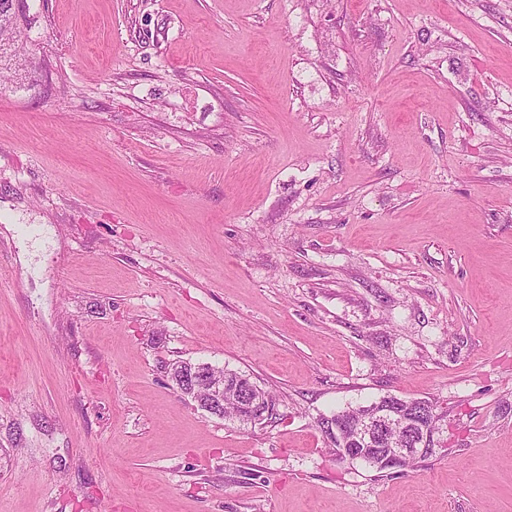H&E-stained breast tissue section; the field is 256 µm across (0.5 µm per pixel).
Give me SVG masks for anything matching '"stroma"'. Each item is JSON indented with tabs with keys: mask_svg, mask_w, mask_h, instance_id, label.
I'll list each match as a JSON object with an SVG mask.
<instances>
[{
	"mask_svg": "<svg viewBox=\"0 0 512 512\" xmlns=\"http://www.w3.org/2000/svg\"><path fill=\"white\" fill-rule=\"evenodd\" d=\"M0 60V512H512V0H26ZM178 360L275 401L221 419ZM443 410L413 468L318 421Z\"/></svg>",
	"mask_w": 512,
	"mask_h": 512,
	"instance_id": "obj_1",
	"label": "stroma"
}]
</instances>
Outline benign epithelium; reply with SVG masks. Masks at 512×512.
<instances>
[{
  "label": "benign epithelium",
  "mask_w": 512,
  "mask_h": 512,
  "mask_svg": "<svg viewBox=\"0 0 512 512\" xmlns=\"http://www.w3.org/2000/svg\"><path fill=\"white\" fill-rule=\"evenodd\" d=\"M170 377L182 396L211 415H222L226 396L237 399L244 412L249 411L261 418L266 415L257 389L230 382L223 370H212L208 363L185 361L170 370ZM394 424V417L385 411L367 412L349 438L360 447L338 448L336 455L348 460L367 459L378 469L407 467V463L419 457L426 448L410 447L411 440L395 431Z\"/></svg>",
  "instance_id": "7a95c632"
}]
</instances>
